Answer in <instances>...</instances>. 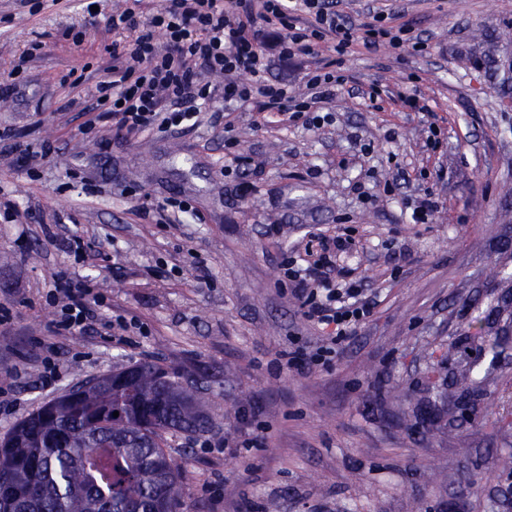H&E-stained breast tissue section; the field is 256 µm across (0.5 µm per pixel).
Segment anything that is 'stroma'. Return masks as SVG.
<instances>
[{"label":"stroma","mask_w":512,"mask_h":512,"mask_svg":"<svg viewBox=\"0 0 512 512\" xmlns=\"http://www.w3.org/2000/svg\"><path fill=\"white\" fill-rule=\"evenodd\" d=\"M89 2L32 13L0 0V74L42 44L0 98V128L56 147L32 175L0 156V370H26L0 396V439L66 390L149 361L196 381L213 419L168 439L188 512H512V0H395L427 54L354 45L341 61L352 89L317 131L238 111L236 148L261 162L246 177L225 174L224 129L206 112L172 137L127 138L108 120L86 134L120 0L96 17ZM373 86L370 106L356 92ZM428 189L440 208L412 223ZM174 197L205 223H162ZM341 233L375 306L329 366L284 368L283 352L323 332L280 287V262ZM57 276L91 280L96 332L52 335Z\"/></svg>","instance_id":"obj_1"}]
</instances>
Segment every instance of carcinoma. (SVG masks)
<instances>
[{
  "label": "carcinoma",
  "mask_w": 512,
  "mask_h": 512,
  "mask_svg": "<svg viewBox=\"0 0 512 512\" xmlns=\"http://www.w3.org/2000/svg\"><path fill=\"white\" fill-rule=\"evenodd\" d=\"M209 423L194 385L160 365L85 383L0 441V512H185L164 435Z\"/></svg>",
  "instance_id": "cac0c4a2"
}]
</instances>
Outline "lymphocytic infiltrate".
<instances>
[{"label":"lymphocytic infiltrate","instance_id":"f902f5d3","mask_svg":"<svg viewBox=\"0 0 512 512\" xmlns=\"http://www.w3.org/2000/svg\"><path fill=\"white\" fill-rule=\"evenodd\" d=\"M338 2L164 0L146 15L132 7L113 10L107 27L116 34L129 33L131 39L113 42L112 77L98 84L86 126L108 119L129 137L174 134L220 100L228 129L234 126L236 109L253 104L282 122L319 127L317 106L332 98L345 75L315 67L304 76L306 96L298 97L267 80L275 61L313 55L316 39L329 42L340 56L358 42L371 49H427L426 41L391 25L381 11L374 12L364 32H357ZM326 264L323 258L297 255L284 257L281 267L307 320L324 326L329 337L352 335L371 305L360 300L359 282L336 289ZM91 293L86 281L54 279L49 294L57 305L55 333H89Z\"/></svg>","mask_w":512,"mask_h":512}]
</instances>
